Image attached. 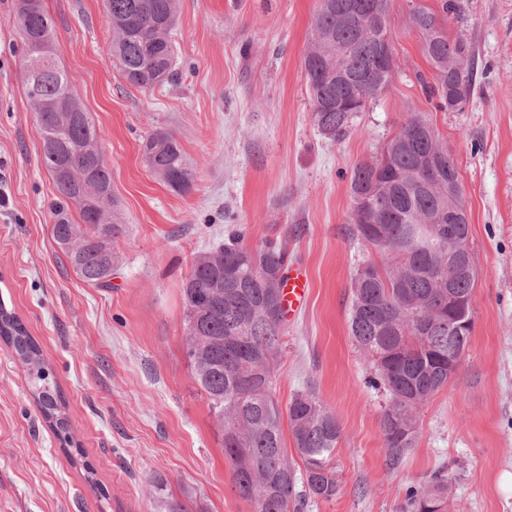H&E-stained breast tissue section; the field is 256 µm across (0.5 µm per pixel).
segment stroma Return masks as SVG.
<instances>
[{
    "mask_svg": "<svg viewBox=\"0 0 512 512\" xmlns=\"http://www.w3.org/2000/svg\"><path fill=\"white\" fill-rule=\"evenodd\" d=\"M456 2L448 32L475 49V95L435 109L409 14L440 0H390L399 70L329 139L313 124L302 67L317 0H178L176 75L144 90L108 49L104 0H44L123 226L111 285L97 288L50 234L55 188L24 93L15 0H0V301L40 344L76 442L63 447L0 342V512H254L193 380L181 296L193 258L234 229L250 246L286 248L310 278L305 307L285 322L273 393L284 409L311 389L332 409L341 491L299 512H403L409 487L439 470L451 478L447 512H512V0ZM414 112L457 167L479 276L464 361L419 409L414 446L392 466L379 425L386 396L368 385L371 364L349 335L352 277L378 257L353 234L350 179ZM159 128L193 166L189 192L171 191L143 160Z\"/></svg>",
    "mask_w": 512,
    "mask_h": 512,
    "instance_id": "35a3bbf8",
    "label": "stroma"
}]
</instances>
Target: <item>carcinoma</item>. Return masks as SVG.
<instances>
[{
    "mask_svg": "<svg viewBox=\"0 0 512 512\" xmlns=\"http://www.w3.org/2000/svg\"><path fill=\"white\" fill-rule=\"evenodd\" d=\"M351 0H319L302 58L311 116L325 136L345 135L356 113L393 82L398 62L380 66V50L394 51L390 0H357L361 13L346 20ZM441 12L414 6L409 24L423 37L432 66L424 82L440 109L466 103L475 88L477 62L470 44L448 36L455 0H440ZM112 26L109 50L126 82L151 89L173 79L177 0H105ZM17 34L25 93L37 113L42 162L56 195L51 235L75 274L88 285L112 279V243L122 231L115 217L112 176L98 146L95 122L76 97L69 74L54 57L55 22L42 0H17ZM39 42L47 53L32 56ZM146 165L177 193L191 190L194 172L176 137L157 130L142 143ZM448 149L420 113L408 116L385 144L381 158L355 167L351 194L369 192L353 206L355 232L380 260L360 265L350 284L349 330L371 360L368 380L389 395L380 416L383 447L397 465L412 447L418 410L448 384V356L466 353L473 328H463L448 305V291L472 297L475 281L460 277L448 288V267L469 237L448 244V214L463 205L448 192V177L428 181L432 154ZM77 210L81 223L71 218ZM244 234L196 256L181 287L187 328L186 354L194 381L209 398L224 455L233 467L235 492L254 512L299 510L306 496L333 500L340 487L331 466L342 428L314 392L294 395L288 421L304 461L297 482L281 433V412L272 375L283 347V289L288 251L274 243L243 244ZM0 339L27 366L36 402L71 446L68 419L40 346L18 316L0 302ZM448 476L438 473L412 488L407 512H445Z\"/></svg>",
    "mask_w": 512,
    "mask_h": 512,
    "instance_id": "carcinoma-1",
    "label": "carcinoma"
}]
</instances>
